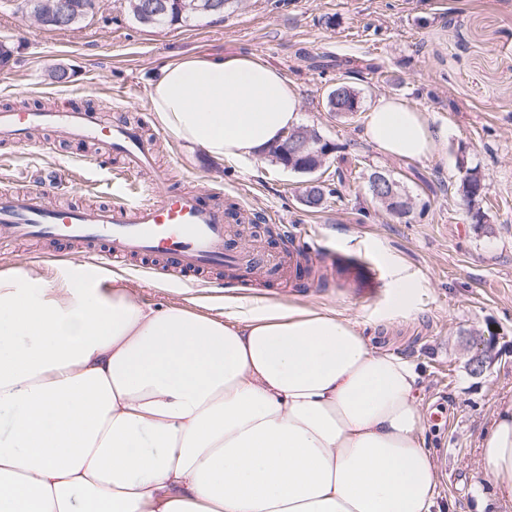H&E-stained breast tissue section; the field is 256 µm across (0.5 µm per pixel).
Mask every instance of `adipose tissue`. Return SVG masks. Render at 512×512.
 Masks as SVG:
<instances>
[{"instance_id": "ef3b65f1", "label": "adipose tissue", "mask_w": 512, "mask_h": 512, "mask_svg": "<svg viewBox=\"0 0 512 512\" xmlns=\"http://www.w3.org/2000/svg\"><path fill=\"white\" fill-rule=\"evenodd\" d=\"M149 107L182 146L242 164L300 118L293 82L251 55L167 61ZM364 135L406 159L443 138L386 96ZM420 383L330 309L228 299L201 314L88 262L0 270V512H448ZM480 448L512 504V399Z\"/></svg>"}]
</instances>
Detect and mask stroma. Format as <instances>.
<instances>
[{"label":"stroma","instance_id":"stroma-1","mask_svg":"<svg viewBox=\"0 0 512 512\" xmlns=\"http://www.w3.org/2000/svg\"><path fill=\"white\" fill-rule=\"evenodd\" d=\"M0 111L61 109L78 103L118 122L137 121L155 136V159L170 171L168 188L193 189L221 208L255 215L235 225L239 246L262 255L316 244L327 287L278 278L242 288L202 280L170 283L132 258L124 274L155 307H199L225 299L334 309L355 320L373 347L403 356L422 373V426L454 512H512L500 504L478 443L496 405L512 397V0H241L223 20L144 27L126 0H98L80 28L56 30L0 0ZM250 54L284 71L302 95L301 125L317 130L333 151L324 170L302 174L261 158L217 162L187 151L159 131L149 108L150 83L169 58ZM68 77L59 83L56 70ZM345 82L362 109L337 115L326 97ZM382 96L405 100L445 129L426 159L384 156L363 138L364 110ZM359 157L323 208L304 205L314 180H330L341 158ZM485 176L480 202L491 224L485 235L456 190L458 159ZM390 174L409 196L408 215L372 200L368 173ZM41 186L58 202L99 205L121 197L112 164L51 129L30 139L0 141V190ZM34 245L0 244V270L53 274L67 265ZM341 261H334V254ZM375 270L376 287L347 273V259ZM418 285L409 308L396 305L395 274ZM495 336L502 357L480 375L467 364L473 341Z\"/></svg>","mask_w":512,"mask_h":512}]
</instances>
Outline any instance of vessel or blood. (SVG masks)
<instances>
[{"mask_svg": "<svg viewBox=\"0 0 512 512\" xmlns=\"http://www.w3.org/2000/svg\"><path fill=\"white\" fill-rule=\"evenodd\" d=\"M35 126L60 128L73 139L107 145L124 159L123 176L139 175L134 187L139 199L61 208L50 205L46 191L38 187L0 191V239L76 243L104 265L146 257L185 283L208 270L229 272L242 283L268 272V264L252 251L231 244L223 210L194 191H165L167 173L156 167L137 127L105 121L77 106L52 112L0 111L1 140L19 139Z\"/></svg>", "mask_w": 512, "mask_h": 512, "instance_id": "vessel-or-blood-1", "label": "vessel or blood"}]
</instances>
